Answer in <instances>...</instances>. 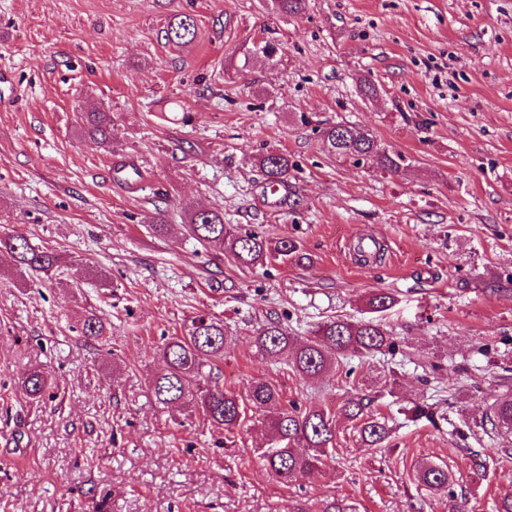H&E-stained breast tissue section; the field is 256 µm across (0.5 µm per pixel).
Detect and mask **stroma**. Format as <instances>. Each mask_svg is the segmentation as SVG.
I'll return each instance as SVG.
<instances>
[{
    "label": "stroma",
    "instance_id": "1",
    "mask_svg": "<svg viewBox=\"0 0 512 512\" xmlns=\"http://www.w3.org/2000/svg\"><path fill=\"white\" fill-rule=\"evenodd\" d=\"M184 13L197 36L180 47L165 29ZM262 40L274 58L252 54ZM0 67L14 78L0 226L61 256L49 280L0 262V512H448L417 481L426 462L468 512L512 493V431L485 420L512 398V0H308L294 16L268 0H0ZM97 110L111 145L83 134ZM336 123L400 172L330 155ZM269 151L292 163L271 199L256 164ZM192 208L293 239L305 260L245 267L205 249L184 233ZM370 237L384 255L360 260ZM378 290L396 298L378 315L394 353L305 379L252 343L273 313L299 337L364 320ZM91 309L111 328L87 341L75 325ZM198 315L228 329L224 389L263 378L335 417L319 475L273 479L257 417L228 435L155 400L159 348ZM34 367L52 391L38 404L19 389ZM352 398L386 421L384 446L362 443ZM422 402L434 420L408 418Z\"/></svg>",
    "mask_w": 512,
    "mask_h": 512
}]
</instances>
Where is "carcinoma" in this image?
Returning <instances> with one entry per match:
<instances>
[{"instance_id": "obj_1", "label": "carcinoma", "mask_w": 512, "mask_h": 512, "mask_svg": "<svg viewBox=\"0 0 512 512\" xmlns=\"http://www.w3.org/2000/svg\"><path fill=\"white\" fill-rule=\"evenodd\" d=\"M278 12L299 14L306 8V0H270ZM166 40L185 46L196 38L195 19L187 14L175 16L168 22ZM84 131L91 139L107 144L112 141V118L105 111L89 112L83 116ZM322 143L328 153L355 163L372 161L381 169L398 172L402 157H391L381 150L373 136L341 123L322 130ZM266 182L288 187V173L292 164L288 156L269 151L259 158ZM184 229L200 245L227 249L244 266L258 265L277 254L282 258L300 260L297 244L286 237L275 247H269L266 238L252 232H243L224 223V214L214 210H191L187 213ZM0 256L13 262L30 275L49 277L58 264L55 252L30 243L26 235L16 229L0 231ZM394 304L392 294L372 293L366 306L373 312H382ZM80 334L88 339H99L106 334L107 321L91 311L80 316ZM227 332L224 322L205 315L191 320L187 334L171 336L160 349L162 369L150 384L156 401L178 407L186 403L197 406L212 425L231 433L242 425L247 409L262 413L267 431V447L260 458L266 470L278 482L286 484L295 474L310 475L321 472L333 447L336 425L332 416L322 408L302 409L294 404H282L276 386L257 378L242 396L219 387L214 370L224 356ZM254 344L265 356L285 363L305 378L319 376L335 366L339 358L349 353L374 356L392 351L395 342L390 333L375 319L352 323L344 319H330L319 323L313 335L299 339L277 317L269 316L254 336ZM50 381L42 369H32L22 379V394L33 402H40L49 389ZM363 399H352L345 409L346 416L358 422L363 442L368 446L382 444L389 434L386 423L366 411ZM489 422L494 426L512 429V399L496 404ZM418 481L427 490L446 491L449 512H465V502L450 490L452 478L448 468L427 464L417 472Z\"/></svg>"}]
</instances>
